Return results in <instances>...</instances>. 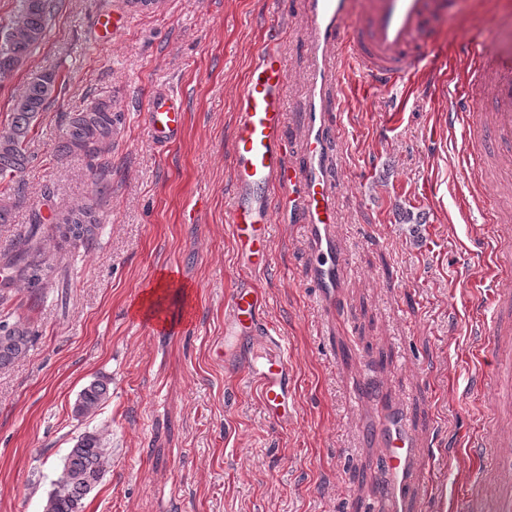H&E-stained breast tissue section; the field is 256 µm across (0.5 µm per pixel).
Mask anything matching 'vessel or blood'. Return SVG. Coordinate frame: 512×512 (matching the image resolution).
Instances as JSON below:
<instances>
[{
  "instance_id": "1",
  "label": "vessel or blood",
  "mask_w": 512,
  "mask_h": 512,
  "mask_svg": "<svg viewBox=\"0 0 512 512\" xmlns=\"http://www.w3.org/2000/svg\"><path fill=\"white\" fill-rule=\"evenodd\" d=\"M310 17L304 39L312 53V99L302 110L301 134H287L285 101L290 89L278 48L279 26L254 55L238 96V114L229 152L232 172L228 222L239 257L237 285L224 297V366L257 386L268 419L291 427L295 415L293 370L274 326L263 317L266 293L253 274L270 260L268 190L289 197L295 223L304 227L314 255L308 268L320 288L337 286L348 256L336 241L338 222L336 169L342 126L324 97L339 87L344 70L352 69L377 87L393 89L408 79L411 68L431 57L430 23L438 0H301ZM474 63L462 87L488 85V96L470 97L464 113L455 115L463 128L461 177L469 184L470 206L483 214L492 234L491 303L498 319L507 316L512 297V36L490 35L473 54ZM151 142L165 146L182 132L185 112L173 94L153 97L148 105ZM382 493L370 512H404L406 495L417 479L415 439L392 414L380 431ZM463 512H512V479L486 466L482 488L462 504Z\"/></svg>"
}]
</instances>
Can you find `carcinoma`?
I'll use <instances>...</instances> for the list:
<instances>
[{"mask_svg": "<svg viewBox=\"0 0 512 512\" xmlns=\"http://www.w3.org/2000/svg\"><path fill=\"white\" fill-rule=\"evenodd\" d=\"M50 0H20L19 10L0 39V72L11 71L24 63L43 41L48 25ZM60 75L55 70H42L30 78L13 101L7 126L0 129V224L11 221L15 203L10 184L31 163L27 144L37 121L55 97ZM117 115L106 100L63 116L62 131L56 145L60 154H83L99 157L112 148V134ZM53 234L34 214L26 234L19 238L14 253L3 266L9 276L0 283V291L19 282L34 285L40 280L41 264L37 262ZM27 329L18 322L0 321V369L8 368L28 351ZM109 396V382L97 379L85 386L75 403L77 417L95 414ZM112 465V457L102 437L96 432L80 434L73 447L55 471L47 492L43 512H84L85 500Z\"/></svg>", "mask_w": 512, "mask_h": 512, "instance_id": "1", "label": "carcinoma"}]
</instances>
